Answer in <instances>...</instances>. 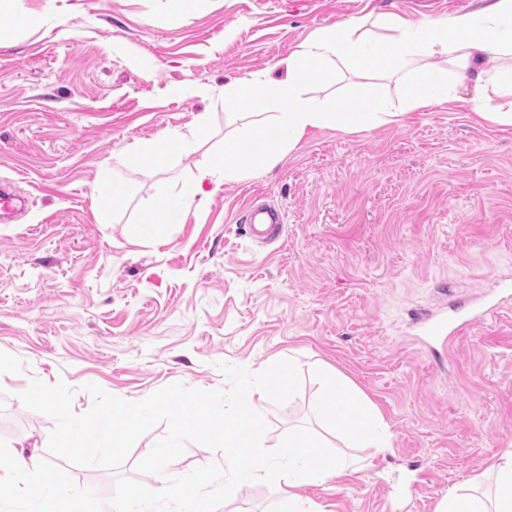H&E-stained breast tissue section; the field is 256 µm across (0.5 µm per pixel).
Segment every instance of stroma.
Masks as SVG:
<instances>
[{
	"label": "stroma",
	"mask_w": 512,
	"mask_h": 512,
	"mask_svg": "<svg viewBox=\"0 0 512 512\" xmlns=\"http://www.w3.org/2000/svg\"><path fill=\"white\" fill-rule=\"evenodd\" d=\"M476 0H18L34 31L0 18V184L24 201L0 223V439L47 458L52 420L19 399L31 379L136 401L181 383L215 390L224 361L258 372L294 357L298 393L270 404L266 444L304 429L333 445L317 409L329 374L378 410L389 447L350 448L356 473L301 488L312 512H436L450 488L512 448V128L467 100L407 113L397 125L326 127L272 169L222 182L162 241L137 236L139 208L172 183L217 168L233 120L224 88L284 75L316 30L352 17L436 19ZM70 36H62V28ZM311 96L398 100L396 72L353 77L328 64ZM209 128L192 131L200 115ZM190 138L165 172L133 167L131 144ZM125 189L110 216L94 193ZM278 204L280 239L256 243L243 221L256 193ZM495 302L492 318L443 342L432 324ZM156 425L116 470L68 466L78 486L118 477L154 487L136 464ZM277 484L240 489L218 512H280Z\"/></svg>",
	"instance_id": "stroma-1"
}]
</instances>
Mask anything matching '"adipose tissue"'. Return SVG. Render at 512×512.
Segmentation results:
<instances>
[{
    "label": "adipose tissue",
    "mask_w": 512,
    "mask_h": 512,
    "mask_svg": "<svg viewBox=\"0 0 512 512\" xmlns=\"http://www.w3.org/2000/svg\"><path fill=\"white\" fill-rule=\"evenodd\" d=\"M490 27L497 29V40L485 39ZM508 55L512 56V0H485L484 7L427 21L386 14L370 26L358 18L341 22L314 33L284 60L283 80L250 75L225 86V109L246 105L263 119L241 124L225 137L220 166L228 177L252 175L296 148L310 129L332 126L358 132L389 126L401 122L406 112L447 103L464 88L469 89L481 119L512 127V66L496 65ZM434 56L445 58L446 67L429 65ZM331 61L359 77L371 70L402 73L400 102L374 95L362 102L340 97L333 106H325L308 90L321 80ZM477 67L483 78L468 83L470 71ZM183 147L182 141L161 135L145 146L130 148L127 157L134 165L165 170ZM214 177L212 171H198L190 187L169 186L158 201L142 207L136 219L140 236L158 240L167 226L184 223L197 199L206 197L205 183ZM270 402L267 392L246 395L239 402L241 435H229L221 424H209L208 435L235 465L224 494L232 496L243 486L265 480L284 486L282 512H309L297 488L345 477L350 463L344 456L325 452L317 438L302 430L281 441L279 455L265 454ZM318 403L325 416L343 423V436L351 447H387L384 423L352 387L328 383ZM490 471L487 491L480 493L466 484L451 489L437 512H512V449Z\"/></svg>",
    "instance_id": "obj_1"
}]
</instances>
